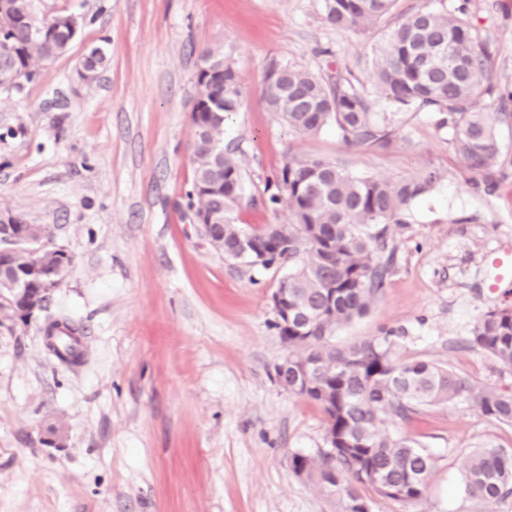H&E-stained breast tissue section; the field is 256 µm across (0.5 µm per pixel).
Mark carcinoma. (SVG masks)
Listing matches in <instances>:
<instances>
[{"label": "carcinoma", "instance_id": "cac0c4a2", "mask_svg": "<svg viewBox=\"0 0 512 512\" xmlns=\"http://www.w3.org/2000/svg\"><path fill=\"white\" fill-rule=\"evenodd\" d=\"M0 11V88L18 87L37 76V64L65 52L74 32L60 17L37 19L31 0H4ZM396 0H323L327 22L365 30L392 14ZM486 52L469 22L458 15L417 10L403 15L385 33L374 80L404 112H429L448 130V142L473 172L492 169L498 155V125L512 121L501 104L477 112L472 100L486 79ZM264 100L299 134L332 125L349 146L387 149L396 129L376 111L372 95L351 73L315 72L276 58L265 67ZM195 174L187 209L211 214L224 226V255L264 269L288 266L280 280L288 316L275 327L290 348L288 391L321 407L327 418L329 450L317 457L296 455L293 470L335 495L340 512H371L359 488L412 502L427 492L433 457L407 438L381 428L407 420L442 402L465 401L484 416L512 425V388L475 385L454 371L425 361L394 358L391 335L336 348L333 331L365 315L382 293L394 263L389 225L404 223L413 202L429 193L442 173L411 179L355 175L339 162L290 157L277 172L268 204L285 205L292 216L288 234L274 224L245 232L236 209L245 185L237 148L224 143V122L239 110L243 88L230 57L219 48L203 50L195 75ZM14 225V253L0 266V309L15 317L26 297L60 275L71 259L61 250L30 251L23 240L35 225L8 213ZM250 237L267 258L257 263L240 250ZM470 347L489 353L512 370V307L490 310L471 329ZM63 364L80 358L72 333L52 349ZM465 492L477 500L512 494V454L501 448L473 451L464 465Z\"/></svg>", "mask_w": 512, "mask_h": 512}]
</instances>
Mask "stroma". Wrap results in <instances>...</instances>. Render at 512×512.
I'll return each instance as SVG.
<instances>
[{
	"mask_svg": "<svg viewBox=\"0 0 512 512\" xmlns=\"http://www.w3.org/2000/svg\"><path fill=\"white\" fill-rule=\"evenodd\" d=\"M38 19L74 16L68 51L21 88L0 89V212L50 231L72 262L46 310L0 324V512H338L334 496L292 470L327 451L322 409L289 393L275 369L289 348L271 296L284 269L224 256L194 224L195 73L220 47L241 77L242 105L224 125L246 184L237 211L247 231L287 224L265 188L286 155L343 161L357 174L445 177L417 200L395 235L385 288L369 312L336 330L344 347L393 334L395 357L452 369L473 383L512 386V370L468 343L485 312L512 307V279L493 258L512 252V126L485 190L427 114H391L386 150L347 146L329 127L300 135L263 100L278 58L313 71L339 64L372 88L384 27L328 23L323 0H32ZM465 17L488 53L474 98L494 111L512 93V0H397ZM102 49L106 67L84 80ZM82 329V357L61 364L49 319ZM57 427L50 440L49 427ZM434 457L414 502L363 488L371 512H512V496L482 502L462 484L467 456L512 451V426L462 401L385 423Z\"/></svg>",
	"mask_w": 512,
	"mask_h": 512,
	"instance_id": "1",
	"label": "stroma"
}]
</instances>
